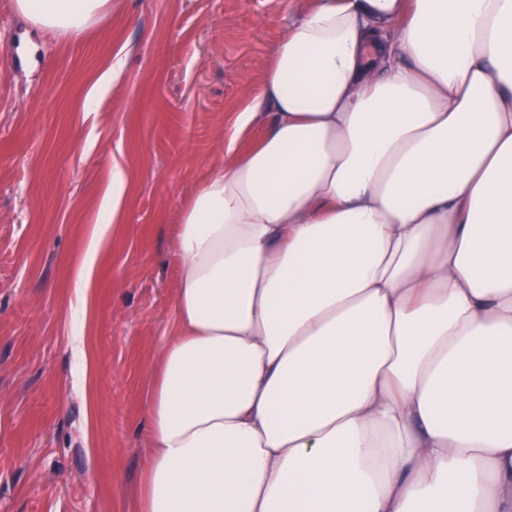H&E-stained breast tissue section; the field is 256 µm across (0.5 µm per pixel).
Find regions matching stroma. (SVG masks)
Returning <instances> with one entry per match:
<instances>
[{
    "mask_svg": "<svg viewBox=\"0 0 512 512\" xmlns=\"http://www.w3.org/2000/svg\"><path fill=\"white\" fill-rule=\"evenodd\" d=\"M314 3L112 0L96 26L60 37L0 0V512H127L147 459V364L174 322L182 206ZM118 165L124 219L99 241ZM122 66L121 58H115L112 62L110 68L101 76L96 89L90 93L89 97L86 100V109L88 111H95L99 107L101 101V93L104 89L108 88L112 77L119 73Z\"/></svg>",
    "mask_w": 512,
    "mask_h": 512,
    "instance_id": "1",
    "label": "stroma"
}]
</instances>
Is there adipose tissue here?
<instances>
[{
	"label": "adipose tissue",
	"instance_id": "obj_1",
	"mask_svg": "<svg viewBox=\"0 0 512 512\" xmlns=\"http://www.w3.org/2000/svg\"><path fill=\"white\" fill-rule=\"evenodd\" d=\"M255 126L181 210L132 512H512V0H317Z\"/></svg>",
	"mask_w": 512,
	"mask_h": 512
}]
</instances>
